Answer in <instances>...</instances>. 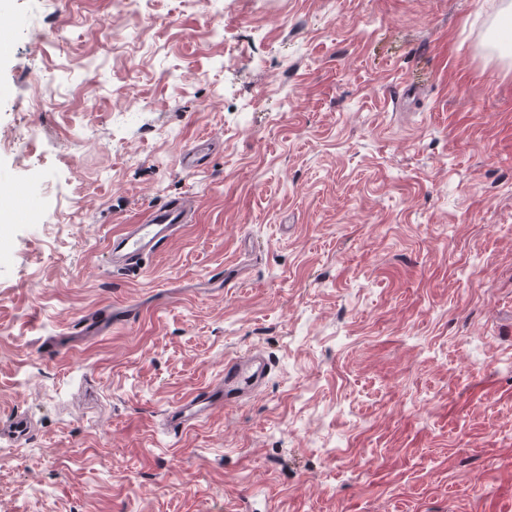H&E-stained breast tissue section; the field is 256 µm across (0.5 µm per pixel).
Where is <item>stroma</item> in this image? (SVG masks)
<instances>
[{
    "mask_svg": "<svg viewBox=\"0 0 512 512\" xmlns=\"http://www.w3.org/2000/svg\"><path fill=\"white\" fill-rule=\"evenodd\" d=\"M511 2L0 0V512H512ZM194 203L189 196L171 198L125 224L112 237V256L120 255L128 266H137L178 235L192 222ZM256 364L257 368L251 371ZM264 374L265 364L255 352L228 358L224 361V377L176 402L166 412V423L174 434H182L207 419L215 408L237 403L241 393L262 383Z\"/></svg>",
    "mask_w": 512,
    "mask_h": 512,
    "instance_id": "obj_1",
    "label": "stroma"
}]
</instances>
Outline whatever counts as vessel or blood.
I'll return each mask as SVG.
<instances>
[{"label":"vessel or blood","instance_id":"vessel-or-blood-1","mask_svg":"<svg viewBox=\"0 0 512 512\" xmlns=\"http://www.w3.org/2000/svg\"><path fill=\"white\" fill-rule=\"evenodd\" d=\"M194 213L191 197L171 198L134 223L124 225L112 238V252L121 256L127 265H139L191 223ZM260 361V356L254 352L226 359L224 375L218 382L197 389L167 411L166 422L172 431L184 432L207 419L215 408L235 404L244 391L256 389L265 374Z\"/></svg>","mask_w":512,"mask_h":512}]
</instances>
